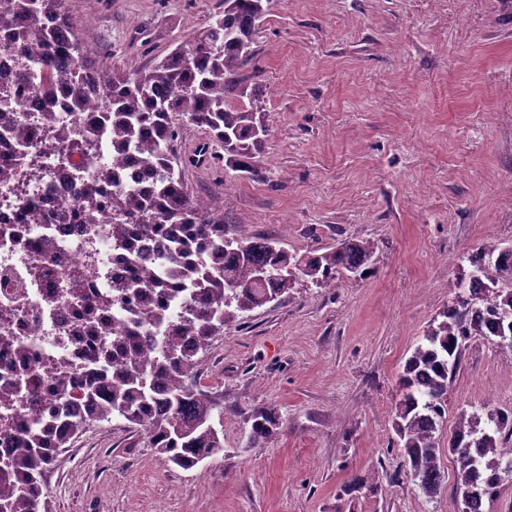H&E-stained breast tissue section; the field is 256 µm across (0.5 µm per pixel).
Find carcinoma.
Masks as SVG:
<instances>
[{"mask_svg":"<svg viewBox=\"0 0 512 512\" xmlns=\"http://www.w3.org/2000/svg\"><path fill=\"white\" fill-rule=\"evenodd\" d=\"M266 0H221L222 11L202 35L175 47L149 69L116 72L96 62L81 45L59 0H0V30L6 48L20 58L17 88L42 97V121L56 144L49 170L107 136L112 163L73 176V206L56 211L57 224H97L112 212V251L138 261L139 271L113 287L119 295L88 297L80 268L57 274L59 293L74 305L71 336H100L89 362L101 367L85 384L92 416L71 406L70 384L60 375L47 384L49 411L29 421L14 439L20 449L12 480L0 479V497L15 498V512H50L49 499L33 489L44 481L56 449L96 421L120 414L147 429L155 452L181 469L224 450V431L212 422L215 403L196 389L198 353L239 315L288 293L300 278L332 288L346 273L363 276L375 253L369 241L343 240L327 252L290 253L268 238L230 233L224 213L191 192L182 169L207 159L220 146L218 160L255 179L254 165L268 136L260 89L244 82L253 59V35L265 15ZM248 103H243V99ZM206 135L197 153L183 158L176 145L188 130ZM11 137L14 159L0 162V184L23 175L34 182L43 167L26 151L31 134L15 127L13 113L0 108V137ZM472 267L468 290L434 318L406 360L399 377L402 397L395 405L396 447L409 464L422 494L434 499L442 486L437 433L448 415V391L462 354L476 339L512 334L504 313H512V247L481 246L467 256ZM175 298L180 311L167 319L154 361L137 350L151 340L142 322L166 311ZM138 315L125 326L107 316L109 309ZM193 336L196 345L184 343ZM487 422L460 413L448 454L454 456L455 494L460 512H476L481 492L487 502L499 494L503 469L512 465V409H492ZM250 442L260 445L277 434L283 420L271 407L251 412ZM61 425L66 435L55 436Z\"/></svg>","mask_w":512,"mask_h":512,"instance_id":"1","label":"carcinoma"}]
</instances>
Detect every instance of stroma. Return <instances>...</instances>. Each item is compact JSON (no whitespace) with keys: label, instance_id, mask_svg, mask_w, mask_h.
<instances>
[{"label":"stroma","instance_id":"1","mask_svg":"<svg viewBox=\"0 0 512 512\" xmlns=\"http://www.w3.org/2000/svg\"><path fill=\"white\" fill-rule=\"evenodd\" d=\"M221 0H70L94 58L144 69L202 32ZM248 85L271 136L262 179L188 168L233 232L288 251L374 243L368 275L296 281L200 352L224 449L184 470L143 427L93 423L59 452L55 512H459L455 462L426 499L392 451L398 378L458 294L467 255L512 246V0H269ZM284 425L249 443L252 410ZM512 407V351L466 350L440 434L459 412ZM378 472L379 490L341 495Z\"/></svg>","mask_w":512,"mask_h":512}]
</instances>
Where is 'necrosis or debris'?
I'll return each mask as SVG.
<instances>
[{
    "mask_svg": "<svg viewBox=\"0 0 512 512\" xmlns=\"http://www.w3.org/2000/svg\"><path fill=\"white\" fill-rule=\"evenodd\" d=\"M5 33H0V96H11L18 125H34L44 110L34 97L14 95L12 75L18 62L6 52ZM112 159L111 150L90 148L70 156L66 173L46 177L42 187H30L25 199L43 216L72 201L68 175ZM51 269L79 266L87 271V295L112 290L115 279L130 276L129 262L112 257L108 227L87 224L75 229L69 224H24L16 205L0 202V335L8 346L0 345V385H12L19 394L11 406L0 404V475H9L17 450L13 441L24 422L40 418L43 404L29 389L28 380L48 381L58 372L71 377L73 393H80L89 372L88 354L92 341L87 336L68 335L71 307L58 299L51 277L35 281L34 265Z\"/></svg>",
    "mask_w": 512,
    "mask_h": 512,
    "instance_id": "4bbe7bcc",
    "label": "necrosis or debris"
}]
</instances>
